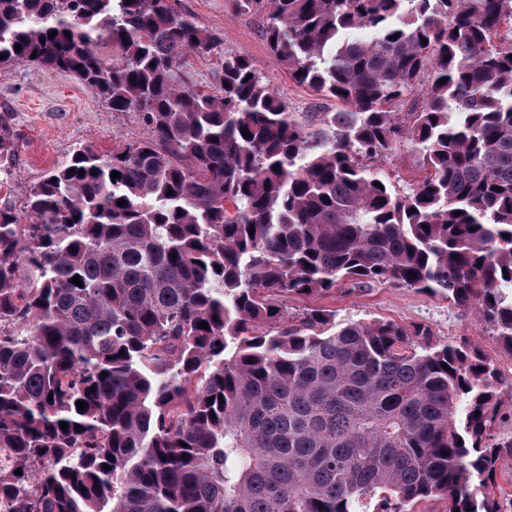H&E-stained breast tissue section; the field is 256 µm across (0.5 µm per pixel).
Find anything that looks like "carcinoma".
<instances>
[{
    "instance_id": "carcinoma-1",
    "label": "carcinoma",
    "mask_w": 512,
    "mask_h": 512,
    "mask_svg": "<svg viewBox=\"0 0 512 512\" xmlns=\"http://www.w3.org/2000/svg\"><path fill=\"white\" fill-rule=\"evenodd\" d=\"M227 6L266 12L275 60L342 111L313 128L184 0H0V64L70 73L148 131L74 151L25 215L0 208V499L501 512L493 360L421 344V326L290 321L283 299L342 281L438 293L479 305L512 358V0ZM212 56L206 91L191 58ZM405 141L427 176L401 192L378 162Z\"/></svg>"
}]
</instances>
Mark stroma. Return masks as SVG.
<instances>
[{"mask_svg":"<svg viewBox=\"0 0 512 512\" xmlns=\"http://www.w3.org/2000/svg\"><path fill=\"white\" fill-rule=\"evenodd\" d=\"M200 26L218 34L226 52L248 56L266 75L291 111L313 115L322 123L325 113L336 111L335 99L315 96L295 84L272 58L263 30L265 13H230L224 0H186ZM12 116L16 150L8 165L12 175L0 182V207L24 212L30 190L43 177L88 146L109 155L122 142L146 136L147 130L133 112L107 108L97 91L72 75L27 61L0 65V113ZM380 167L398 189L415 187L425 176L419 158L409 144H402ZM289 317L306 309L323 307L335 311L337 319L352 321L389 320L405 327H427L431 343L465 345L496 362L512 377V359L503 354L492 325L478 306L460 307L438 294L414 288L375 284L359 287L338 285L324 296H289Z\"/></svg>","mask_w":512,"mask_h":512,"instance_id":"obj_1","label":"stroma"}]
</instances>
